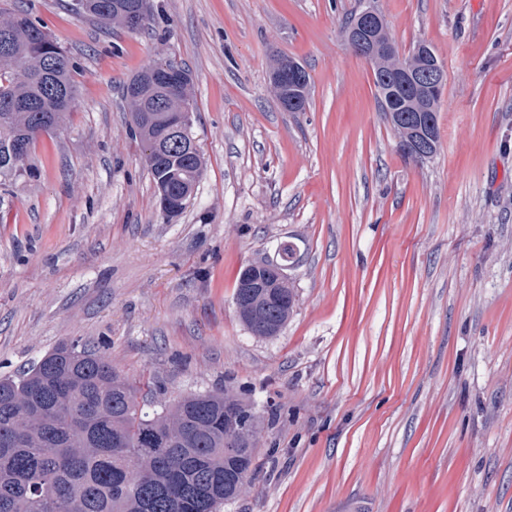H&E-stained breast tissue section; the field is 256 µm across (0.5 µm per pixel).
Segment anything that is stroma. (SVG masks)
I'll return each mask as SVG.
<instances>
[{
    "mask_svg": "<svg viewBox=\"0 0 512 512\" xmlns=\"http://www.w3.org/2000/svg\"><path fill=\"white\" fill-rule=\"evenodd\" d=\"M7 2L78 92L0 180V375L79 339L166 398L237 394L264 438L224 512H512V0H377L447 72L422 163L347 42L363 0H152L134 31ZM277 55L308 72L305 111L276 101ZM158 59L192 75L206 166L174 224L123 98ZM285 240L294 311L259 338L237 276Z\"/></svg>",
    "mask_w": 512,
    "mask_h": 512,
    "instance_id": "1",
    "label": "stroma"
}]
</instances>
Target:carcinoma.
<instances>
[{
    "label": "carcinoma",
    "instance_id": "cac0c4a2",
    "mask_svg": "<svg viewBox=\"0 0 512 512\" xmlns=\"http://www.w3.org/2000/svg\"><path fill=\"white\" fill-rule=\"evenodd\" d=\"M75 10L104 25L128 27L148 15L142 0H76ZM74 65L30 14L0 8V177L21 174L37 138L58 126L75 102ZM125 93L154 183L187 204L205 171L187 149L175 113L194 109L188 70L154 62ZM291 288H275L261 314L244 324L255 336L279 330L293 313ZM155 381L115 372L107 348L62 343L30 368L0 379V512H221L224 487L254 480V452H224L228 426L254 416L233 393L199 391L151 399ZM36 411L39 423L26 424ZM136 456L144 474L127 470Z\"/></svg>",
    "mask_w": 512,
    "mask_h": 512
}]
</instances>
